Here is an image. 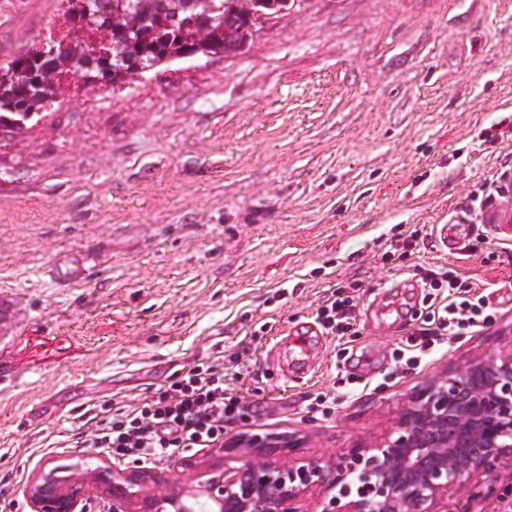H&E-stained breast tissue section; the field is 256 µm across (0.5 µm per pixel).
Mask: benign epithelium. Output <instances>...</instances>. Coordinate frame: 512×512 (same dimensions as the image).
Wrapping results in <instances>:
<instances>
[{"label":"benign epithelium","mask_w":512,"mask_h":512,"mask_svg":"<svg viewBox=\"0 0 512 512\" xmlns=\"http://www.w3.org/2000/svg\"><path fill=\"white\" fill-rule=\"evenodd\" d=\"M187 460L185 474L164 488L147 469H118L108 459L63 479L41 469L25 496L32 512H87L102 500L112 512H300L317 495L322 512H449L448 488L475 475L489 476L512 462V351L475 355L454 375L418 390L401 413L396 432L367 447L349 449L342 463L294 458L224 466Z\"/></svg>","instance_id":"obj_1"}]
</instances>
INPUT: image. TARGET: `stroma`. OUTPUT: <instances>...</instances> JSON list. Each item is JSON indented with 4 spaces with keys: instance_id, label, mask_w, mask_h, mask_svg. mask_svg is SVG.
Instances as JSON below:
<instances>
[{
    "instance_id": "35a3bbf8",
    "label": "stroma",
    "mask_w": 512,
    "mask_h": 512,
    "mask_svg": "<svg viewBox=\"0 0 512 512\" xmlns=\"http://www.w3.org/2000/svg\"><path fill=\"white\" fill-rule=\"evenodd\" d=\"M57 0H0V67L37 44ZM512 166V0H300L237 56L159 66L122 92L62 86L42 123L0 140V487L30 512L40 469L96 468L72 434L223 358L248 406L224 434H296L342 461L409 396L476 353L512 349V250L492 223L470 255L434 225ZM418 234L417 245L398 241ZM84 277L66 284L62 274ZM489 288L492 324L400 369L407 334L374 317L439 268ZM357 286V335L320 333L309 368L269 350ZM334 397L331 415L307 399Z\"/></svg>"
}]
</instances>
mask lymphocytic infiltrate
<instances>
[{"mask_svg":"<svg viewBox=\"0 0 512 512\" xmlns=\"http://www.w3.org/2000/svg\"><path fill=\"white\" fill-rule=\"evenodd\" d=\"M427 278L431 290L423 297V309L407 339L409 367L444 337L475 331L491 321L487 294L463 285L448 270L429 272ZM317 316L327 331L357 333L351 298L326 299ZM224 382L223 364L194 363L141 406L102 418L81 434V445L145 465L171 461L195 448L219 447L227 426L243 411L237 393Z\"/></svg>","mask_w":512,"mask_h":512,"instance_id":"obj_1","label":"lymphocytic infiltrate"}]
</instances>
